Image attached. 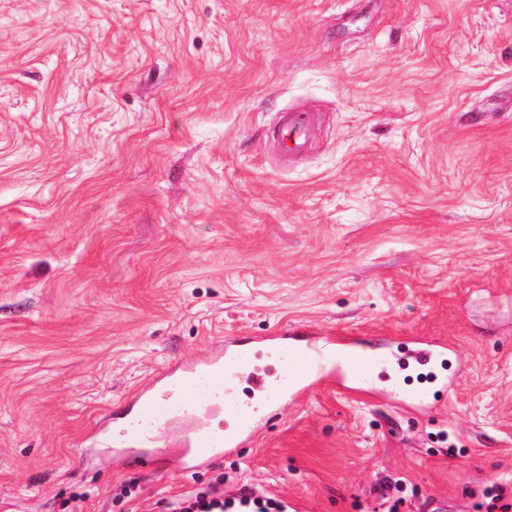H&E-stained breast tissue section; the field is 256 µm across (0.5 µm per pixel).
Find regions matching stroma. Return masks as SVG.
Instances as JSON below:
<instances>
[{"instance_id":"stroma-1","label":"stroma","mask_w":512,"mask_h":512,"mask_svg":"<svg viewBox=\"0 0 512 512\" xmlns=\"http://www.w3.org/2000/svg\"><path fill=\"white\" fill-rule=\"evenodd\" d=\"M289 332L443 344L454 384L330 375L193 471L113 460L134 392ZM510 480L512 0H0V512H486ZM314 117L298 113L282 116L280 128L283 136L282 152L286 156L297 157L305 153L310 144V130ZM215 494L197 492L162 503L167 512H284L281 501L273 498L241 495L224 500Z\"/></svg>"}]
</instances>
